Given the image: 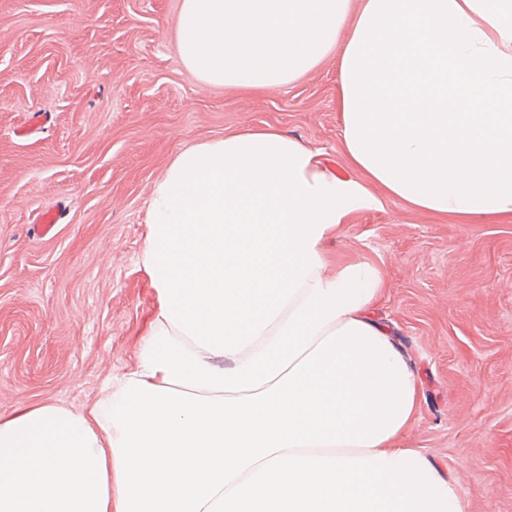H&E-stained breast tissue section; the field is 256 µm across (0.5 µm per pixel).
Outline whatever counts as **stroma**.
<instances>
[{
	"mask_svg": "<svg viewBox=\"0 0 512 512\" xmlns=\"http://www.w3.org/2000/svg\"><path fill=\"white\" fill-rule=\"evenodd\" d=\"M178 3L0 0V415L84 408L134 364L156 304L139 264L146 202L180 150L274 129L361 176L342 146L338 57L278 90L202 85L174 48ZM49 210L45 234L35 218ZM325 250L386 282L376 316L420 380L406 443L466 512H512V217L386 195Z\"/></svg>",
	"mask_w": 512,
	"mask_h": 512,
	"instance_id": "1",
	"label": "stroma"
}]
</instances>
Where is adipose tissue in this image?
Masks as SVG:
<instances>
[{"label":"adipose tissue","mask_w":512,"mask_h":512,"mask_svg":"<svg viewBox=\"0 0 512 512\" xmlns=\"http://www.w3.org/2000/svg\"><path fill=\"white\" fill-rule=\"evenodd\" d=\"M173 32L209 86L279 89L339 53L362 176L273 129L179 151L146 203L135 362L87 409L0 415V512H465L403 440L419 380L380 273L329 271L323 245L378 186L512 215V0H180Z\"/></svg>","instance_id":"adipose-tissue-1"}]
</instances>
